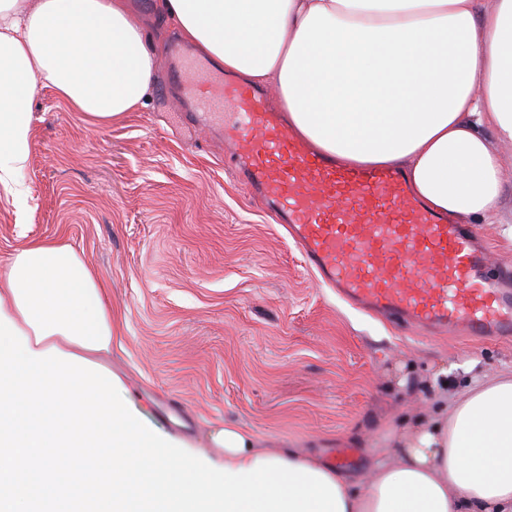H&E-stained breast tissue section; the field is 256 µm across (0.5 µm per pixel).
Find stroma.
Listing matches in <instances>:
<instances>
[{
  "instance_id": "stroma-1",
  "label": "stroma",
  "mask_w": 512,
  "mask_h": 512,
  "mask_svg": "<svg viewBox=\"0 0 512 512\" xmlns=\"http://www.w3.org/2000/svg\"><path fill=\"white\" fill-rule=\"evenodd\" d=\"M166 34L147 108L100 126L48 87L32 103V147L0 186V272L35 240L83 253L112 311L103 365L147 425L215 460V430L296 443L365 482L388 415L437 407L432 374L512 369V341L424 339L367 315L321 283L275 215L224 167L216 128H195L172 78ZM407 377L405 391L393 385Z\"/></svg>"
}]
</instances>
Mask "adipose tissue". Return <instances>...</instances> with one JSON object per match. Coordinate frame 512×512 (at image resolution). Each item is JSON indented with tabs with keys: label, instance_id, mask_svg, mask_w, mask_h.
<instances>
[{
	"label": "adipose tissue",
	"instance_id": "obj_1",
	"mask_svg": "<svg viewBox=\"0 0 512 512\" xmlns=\"http://www.w3.org/2000/svg\"><path fill=\"white\" fill-rule=\"evenodd\" d=\"M155 14L225 72L269 90L289 131L357 165L400 166L413 197L459 221H501L512 143V0H153ZM128 0H0V185L31 152L32 103L49 86L97 123L138 111L159 60ZM493 128L487 137L485 128ZM0 313L36 352L112 350L103 286L71 245L33 242L0 275ZM434 374L437 408L388 418L369 478L291 446L344 512H512V371L466 387ZM213 442L229 469L268 458L239 429Z\"/></svg>",
	"mask_w": 512,
	"mask_h": 512
}]
</instances>
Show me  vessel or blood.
Here are the masks:
<instances>
[{
	"label": "vessel or blood",
	"mask_w": 512,
	"mask_h": 512,
	"mask_svg": "<svg viewBox=\"0 0 512 512\" xmlns=\"http://www.w3.org/2000/svg\"><path fill=\"white\" fill-rule=\"evenodd\" d=\"M185 94L202 119L229 113L234 164L285 222L307 265L356 308L478 340L512 333V267L490 270L475 232L408 194L402 174L345 168L285 129L262 94L202 73Z\"/></svg>",
	"instance_id": "1"
}]
</instances>
